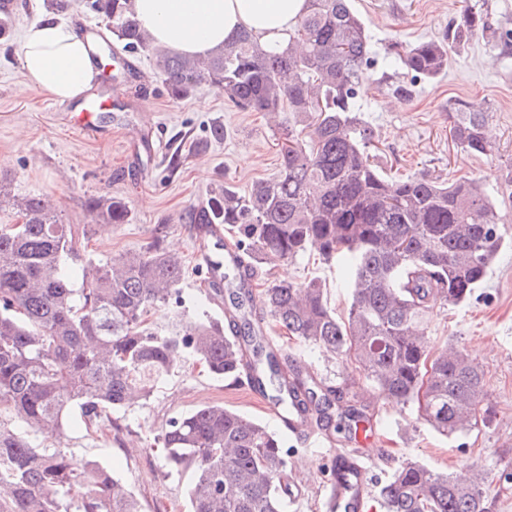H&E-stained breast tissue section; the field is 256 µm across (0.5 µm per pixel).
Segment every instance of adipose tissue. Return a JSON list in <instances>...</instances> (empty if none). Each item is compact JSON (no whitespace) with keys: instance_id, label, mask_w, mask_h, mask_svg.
<instances>
[{"instance_id":"adipose-tissue-1","label":"adipose tissue","mask_w":512,"mask_h":512,"mask_svg":"<svg viewBox=\"0 0 512 512\" xmlns=\"http://www.w3.org/2000/svg\"><path fill=\"white\" fill-rule=\"evenodd\" d=\"M306 0H132L135 19L156 45L206 55L247 29L266 47L286 46ZM28 84L64 102L80 97L100 73L94 39L84 28L50 17L33 20L19 51Z\"/></svg>"}]
</instances>
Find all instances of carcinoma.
Wrapping results in <instances>:
<instances>
[{
	"instance_id": "1",
	"label": "carcinoma",
	"mask_w": 512,
	"mask_h": 512,
	"mask_svg": "<svg viewBox=\"0 0 512 512\" xmlns=\"http://www.w3.org/2000/svg\"><path fill=\"white\" fill-rule=\"evenodd\" d=\"M110 24L130 53L147 52L173 99L205 84L245 112L270 120L288 113L279 173L245 194L226 186L188 212L190 224H222L256 264L293 261L314 252L343 263L351 302L346 317L329 306L322 282L273 283L262 291L272 324L329 356L354 365L365 383L397 404L418 403L420 417L445 436L472 430L485 396L484 372L461 349L429 346L438 304L458 305L484 282L506 247L495 202L478 182H444L425 173L388 180L369 149L378 136L361 117L375 54L352 0H307L288 48H263L248 30L224 49L190 58L154 45L130 13V0H84ZM480 36L512 50V29L466 12L440 39L392 41L384 59L435 79L448 70V41ZM450 135L464 151L486 155L488 113L482 104L450 102ZM22 222L0 224V512H140L132 493L94 460L74 462L64 448L72 408L87 426L107 411L146 398L180 354L230 380L239 370V340L250 343L256 379L288 403L297 393L325 427L370 420L359 391L340 412L317 395L313 377L280 370L256 335L243 301L238 338L218 320H175L166 333L153 310L180 303L182 259L151 244L102 261L81 253L88 236L65 224L49 201L11 194L0 184V210ZM91 220L127 224L124 199L86 202ZM426 404L419 403L420 391ZM359 413V420L350 418ZM52 443L44 448L32 440ZM164 466L190 470L189 512H284L289 450L255 419L221 404L173 417L160 437ZM481 478L460 482L418 460L403 463L376 491L383 512H485Z\"/></svg>"
}]
</instances>
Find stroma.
I'll return each instance as SVG.
<instances>
[{"label":"stroma","instance_id":"1","mask_svg":"<svg viewBox=\"0 0 512 512\" xmlns=\"http://www.w3.org/2000/svg\"><path fill=\"white\" fill-rule=\"evenodd\" d=\"M353 5L379 52L394 40L413 44L442 37L467 8L512 28V0H353ZM7 8L15 26L11 39L0 41V177L15 193L51 196L63 223L90 225L88 250L95 257L138 251L156 241L179 253L188 267L181 307L152 313L154 327L166 328L176 312L196 321L223 318V305L211 301L203 285L196 228L184 216L223 185L244 194L256 181L275 176L281 128L261 113L241 111L209 86L172 99L149 55L140 52L132 56L137 74L115 81L99 76L85 94L89 100H110L98 114L99 135L77 131L56 100L27 84L19 61L23 30L47 15L46 0H7ZM387 70L381 62L372 68L363 101L362 116L379 135L375 164L391 179L424 171L451 182L478 180L495 190L500 222L512 236V53L482 40L452 44L445 74L432 80L405 77L407 97L382 86ZM457 98L487 109L489 155L468 154L452 141L448 107ZM216 125L223 126V139L213 138ZM101 195L123 198L130 223L91 226L86 203ZM260 270L254 293L267 283L318 277L337 315H345L350 304L342 264L322 263L313 254ZM427 340L435 348L459 347L481 365L487 421L446 437L419 418L415 405L395 404L375 392L369 402L376 427L350 443L335 435L336 445L387 449L389 466L372 469L376 485L409 459L458 475L478 471L490 489L488 512H512V248L503 249L486 283L466 303L435 308ZM277 342L327 384L348 387L359 380L352 364L318 348L283 335ZM216 403L264 426L273 424L247 393L186 358L149 399L121 415L126 433L114 435L112 416L89 427L74 413L66 424L65 446L74 461L94 460L109 469L135 495L142 512H188L190 477L166 471L159 437L170 418ZM324 454L321 448L291 453L302 498L288 512H323Z\"/></svg>","mask_w":512,"mask_h":512}]
</instances>
